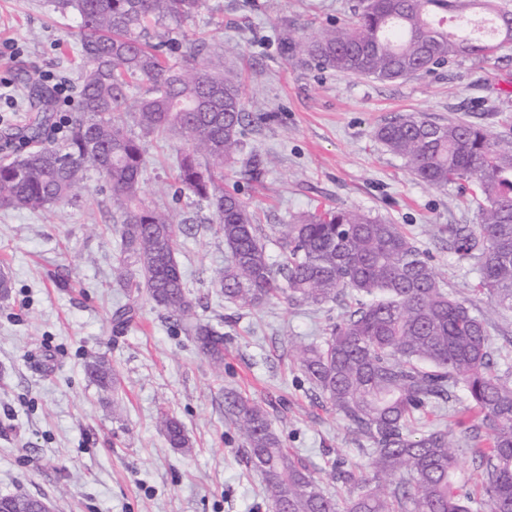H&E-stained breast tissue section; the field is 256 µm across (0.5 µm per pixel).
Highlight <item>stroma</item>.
Returning a JSON list of instances; mask_svg holds the SVG:
<instances>
[{
	"instance_id": "1",
	"label": "stroma",
	"mask_w": 512,
	"mask_h": 512,
	"mask_svg": "<svg viewBox=\"0 0 512 512\" xmlns=\"http://www.w3.org/2000/svg\"><path fill=\"white\" fill-rule=\"evenodd\" d=\"M359 0H208L186 23L226 68L244 73L253 117L245 150L224 173L238 187L278 258L279 225L324 208H353L410 230L430 252L445 288L471 295L474 272L448 253V227L473 224L455 187L436 189L387 151L376 129L420 113L438 122L488 123L512 91V49L490 63L459 58L406 79L347 76L286 56L281 26L296 35L343 22ZM77 18L52 0H0V62L10 80L0 96V154L11 133L35 117L21 86L26 74L80 85ZM178 140L147 144L142 188L171 208L188 231L178 261L201 319L224 334V363L201 356L149 296L134 325L118 330L112 313L126 296L115 280L119 239L108 192L45 210H0V274L14 288L0 298V494H39L53 512H268L260 479L238 453L224 413L232 390L260 402L285 448L323 477L331 462L362 467L366 456L346 422L316 399L285 344L319 341L344 309L274 300L250 310L225 303L217 283L224 242L206 203L173 202ZM258 162L259 178L247 176ZM109 361L117 391L89 380L86 362ZM178 418L190 450L169 447L161 414Z\"/></svg>"
}]
</instances>
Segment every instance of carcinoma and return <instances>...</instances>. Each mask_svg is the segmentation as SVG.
<instances>
[{
  "mask_svg": "<svg viewBox=\"0 0 512 512\" xmlns=\"http://www.w3.org/2000/svg\"><path fill=\"white\" fill-rule=\"evenodd\" d=\"M78 17L81 90L62 146L43 115L19 136L21 149L0 159V209L40 211L72 204L93 173L110 192L120 248L113 269L133 300L141 292L193 337L213 365L224 361V333L196 313L177 261L183 232L168 210L143 197L147 139L185 142L176 192L207 202L224 241L218 278L224 301L258 309L274 298L321 307L350 302L324 340L289 347L312 391L370 448L371 475L330 465L347 489L333 497L322 480L283 448L267 411L234 392L224 412L244 445L245 466L261 476L269 512H512V367L495 357L488 323L472 300L451 296L435 265L403 225L362 211L330 208L280 230L273 260L259 216L224 189L245 129L246 88L224 69V55L204 52L184 32L159 28L193 18L205 0H54ZM482 18L490 34H448ZM282 46L300 62L348 76L393 82L458 56L478 61L512 45L509 0H368L353 21L295 40L283 24ZM376 137L421 181L469 189L478 223L448 225V253L472 266L475 296L512 311V136L470 122L439 123L408 113ZM104 390L117 374L104 361L87 366ZM475 413L464 442L478 481L457 474L448 432L418 433L415 423L445 405ZM170 447L190 442L176 418L163 421ZM8 512H41L44 498L4 494Z\"/></svg>",
  "mask_w": 512,
  "mask_h": 512,
  "instance_id": "1",
  "label": "carcinoma"
}]
</instances>
